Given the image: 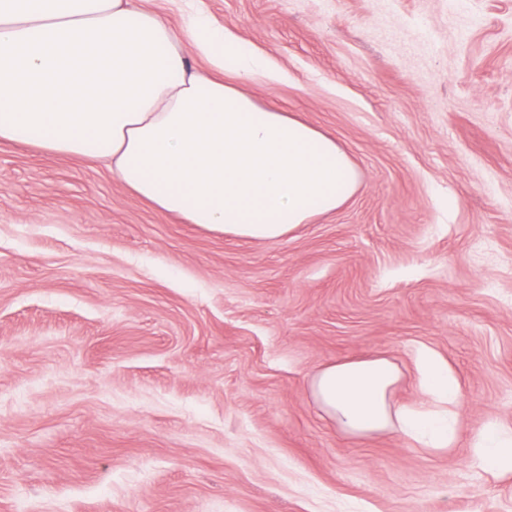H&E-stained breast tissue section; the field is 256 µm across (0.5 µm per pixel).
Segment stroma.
<instances>
[{"mask_svg":"<svg viewBox=\"0 0 512 512\" xmlns=\"http://www.w3.org/2000/svg\"><path fill=\"white\" fill-rule=\"evenodd\" d=\"M267 56L242 89L333 135L360 185L274 241L0 143V512H512L474 435L512 425V0H197ZM454 448L342 436L308 394L413 351Z\"/></svg>","mask_w":512,"mask_h":512,"instance_id":"35a3bbf8","label":"stroma"}]
</instances>
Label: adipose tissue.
I'll return each mask as SVG.
<instances>
[{
  "label": "adipose tissue",
  "instance_id": "obj_1",
  "mask_svg": "<svg viewBox=\"0 0 512 512\" xmlns=\"http://www.w3.org/2000/svg\"><path fill=\"white\" fill-rule=\"evenodd\" d=\"M173 29L134 0H0V141L107 164L135 197L185 223L255 241L280 239L342 207L358 172L335 138L263 108L240 83L278 79L265 56L184 0ZM209 71L193 68L188 51ZM418 397L397 405L389 358L318 370L313 400L357 438L393 432L455 444L460 387L419 347ZM482 464L512 472V428L474 438Z\"/></svg>",
  "mask_w": 512,
  "mask_h": 512
}]
</instances>
